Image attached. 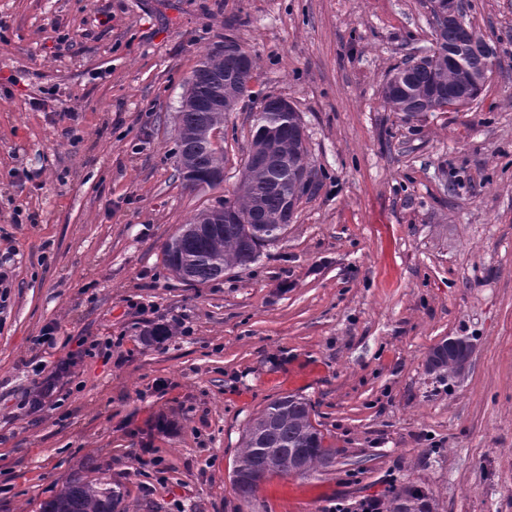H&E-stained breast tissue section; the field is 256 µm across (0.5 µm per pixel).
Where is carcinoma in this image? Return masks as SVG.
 I'll return each mask as SVG.
<instances>
[{"label": "carcinoma", "mask_w": 512, "mask_h": 512, "mask_svg": "<svg viewBox=\"0 0 512 512\" xmlns=\"http://www.w3.org/2000/svg\"><path fill=\"white\" fill-rule=\"evenodd\" d=\"M436 47L428 59L408 61L393 69L402 88L382 87L385 106L411 120L436 97L434 111L446 112L457 105V93L472 81L483 79L487 60L474 54L461 69L448 62V46L457 40L451 24L435 29ZM256 63L253 56L231 38L225 39L224 53L210 52L188 80L176 116L179 173L192 187L215 188L223 183L224 153L212 150L206 130L224 125L226 112L212 107L218 92L235 104L249 92ZM299 113L281 115L280 97L268 95L260 102L252 126L251 141L235 198L230 202L240 216L237 224H224L218 209L199 213L194 222L183 225L165 248V263L183 282L204 284L224 276L231 268L246 269L259 256L264 243L277 239L283 224L285 199L299 202L309 186H299L293 176L278 169L255 165L251 157L275 141L277 153L288 168L308 162L305 140L297 131ZM467 346L454 343L442 352L430 351L429 371L442 377L457 375L466 368ZM312 407L302 397L289 394L269 402L248 424L242 448L232 473L238 495L249 500L269 475L288 474V462L302 460L311 476L331 466L336 450L324 446V437L311 418ZM427 495L412 487L397 493L392 512H416ZM123 497L100 478L73 474L61 489L43 502L40 512H127Z\"/></svg>", "instance_id": "cac0c4a2"}]
</instances>
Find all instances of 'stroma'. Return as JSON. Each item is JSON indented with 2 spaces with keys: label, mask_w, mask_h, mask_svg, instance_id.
<instances>
[{
  "label": "stroma",
  "mask_w": 512,
  "mask_h": 512,
  "mask_svg": "<svg viewBox=\"0 0 512 512\" xmlns=\"http://www.w3.org/2000/svg\"><path fill=\"white\" fill-rule=\"evenodd\" d=\"M467 18L497 60L480 97L407 122L382 85L431 47L427 0H0V512L76 472L130 512H329L404 486L512 512V0ZM227 38L255 78L223 184L193 188L175 116ZM266 95L300 115L311 188L248 269L184 283L165 245L232 197ZM453 337L472 357L442 379L426 359ZM287 394L336 459L243 502L242 434Z\"/></svg>",
  "instance_id": "35a3bbf8"
}]
</instances>
